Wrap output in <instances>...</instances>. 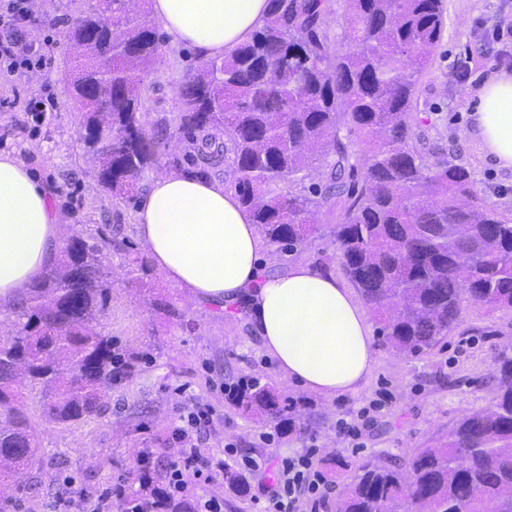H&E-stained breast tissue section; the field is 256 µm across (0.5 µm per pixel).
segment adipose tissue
I'll list each match as a JSON object with an SVG mask.
<instances>
[{"label": "adipose tissue", "mask_w": 512, "mask_h": 512, "mask_svg": "<svg viewBox=\"0 0 512 512\" xmlns=\"http://www.w3.org/2000/svg\"><path fill=\"white\" fill-rule=\"evenodd\" d=\"M171 42L221 59L250 41L269 0H151ZM465 104L491 163L512 172V72L486 74ZM52 189L17 156L0 154V307L58 258L62 217ZM153 265L196 300L243 304L251 330L285 379L331 398L369 381L374 344L366 315L336 275L298 265L261 273L263 243L252 218L221 179L168 173L149 178L137 212Z\"/></svg>", "instance_id": "1"}]
</instances>
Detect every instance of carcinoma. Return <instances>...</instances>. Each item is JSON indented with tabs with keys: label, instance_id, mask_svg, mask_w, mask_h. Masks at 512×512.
I'll use <instances>...</instances> for the list:
<instances>
[{
	"label": "carcinoma",
	"instance_id": "cac0c4a2",
	"mask_svg": "<svg viewBox=\"0 0 512 512\" xmlns=\"http://www.w3.org/2000/svg\"><path fill=\"white\" fill-rule=\"evenodd\" d=\"M345 2V51L332 48L327 0H270L250 42L189 74L176 131L186 150L167 166L208 179L229 163L242 206L285 255L317 231L324 196L301 181L325 165L326 190L346 196L333 229L339 266L378 320L382 344L419 356L448 337L467 302L512 311V215L479 195L466 167L431 162L419 148L412 111L442 39L443 0ZM69 42L67 93L82 112L83 151L113 201L132 199L167 133L163 120L152 134L145 127L159 36L125 0H98ZM352 135L367 148L360 171L345 143ZM98 251L68 237L0 337V481L39 461L19 377L44 392L46 421L66 425L103 416L112 386L136 371V356L98 330L112 292ZM494 367L489 407L401 459L358 463L336 512H512V349ZM227 395L262 420L291 425L297 416V402L279 404L256 381Z\"/></svg>",
	"mask_w": 512,
	"mask_h": 512
}]
</instances>
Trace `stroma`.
<instances>
[{"label": "stroma", "mask_w": 512, "mask_h": 512, "mask_svg": "<svg viewBox=\"0 0 512 512\" xmlns=\"http://www.w3.org/2000/svg\"><path fill=\"white\" fill-rule=\"evenodd\" d=\"M96 0H33L38 24L28 26L24 42L42 46V63L21 75L0 73V153L20 158L36 178L52 186L53 206L61 212L65 234L88 241L120 237L104 249L102 262L114 286L105 333L138 358L134 377L114 386L106 415L75 425L46 422L40 388L23 389L42 462L20 474L30 489L19 496L20 512H80L115 486L140 491L144 464H170L177 456L171 433L192 399L213 409L205 445L237 470L242 457L264 454L259 436L278 431L281 456L316 446L315 463L332 487L313 512H334L336 494L350 483L353 467L369 458H399L423 447L436 433L467 411L485 407L496 393L492 378L497 353L512 344V312L466 304L460 325L445 343L419 357L397 355L375 343L367 386L357 394L328 399L284 379L260 347L237 305L198 302L150 270V294L127 281L129 264L145 255L136 228L137 205L113 203L97 183L94 166L78 140L81 114L67 96L74 66L68 33L74 17ZM444 32L414 108L427 150L444 149L472 173L479 194L495 207L512 212V174L483 157L470 133L461 104L476 79L500 67L496 32L512 28V0H443ZM202 62L193 48L161 44V58L149 75L146 122L166 117L176 125L181 110L178 90ZM340 206L328 200L318 215V231L298 254L264 253L268 271L287 273L297 264L316 265L333 255L331 229ZM174 304L182 320L167 318L157 301ZM256 378L280 399L300 400L294 427L258 420L228 402L225 384ZM356 416L357 440L337 437L338 419ZM339 451L342 461L329 454Z\"/></svg>", "instance_id": "1"}]
</instances>
